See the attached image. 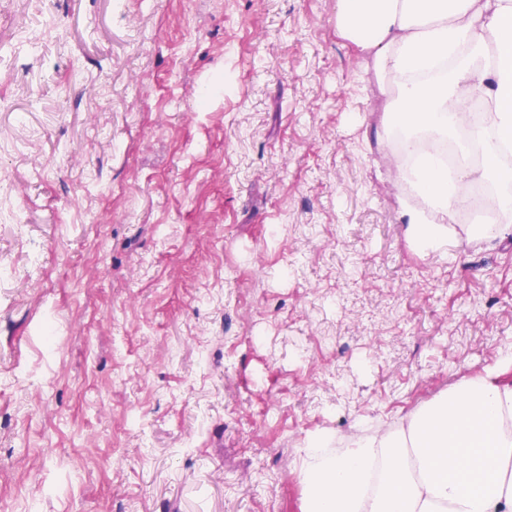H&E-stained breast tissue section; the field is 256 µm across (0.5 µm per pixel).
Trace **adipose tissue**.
I'll return each mask as SVG.
<instances>
[{
	"label": "adipose tissue",
	"mask_w": 512,
	"mask_h": 512,
	"mask_svg": "<svg viewBox=\"0 0 512 512\" xmlns=\"http://www.w3.org/2000/svg\"><path fill=\"white\" fill-rule=\"evenodd\" d=\"M341 36L369 56L377 76L394 79L390 113L430 137L413 185L431 210L449 214L461 192L489 184L497 221L473 224L483 242L512 235V0H336ZM484 112L470 141L481 146L476 169L449 174L442 137L470 99ZM500 369L463 377L448 393L395 427L331 451L329 435L306 444L300 480L303 512H512V383Z\"/></svg>",
	"instance_id": "1"
}]
</instances>
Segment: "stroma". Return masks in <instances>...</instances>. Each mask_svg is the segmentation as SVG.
<instances>
[{"label": "stroma", "instance_id": "obj_1", "mask_svg": "<svg viewBox=\"0 0 512 512\" xmlns=\"http://www.w3.org/2000/svg\"><path fill=\"white\" fill-rule=\"evenodd\" d=\"M392 85L336 0H0L12 512H301L310 436L512 355V237L405 235Z\"/></svg>", "mask_w": 512, "mask_h": 512}]
</instances>
